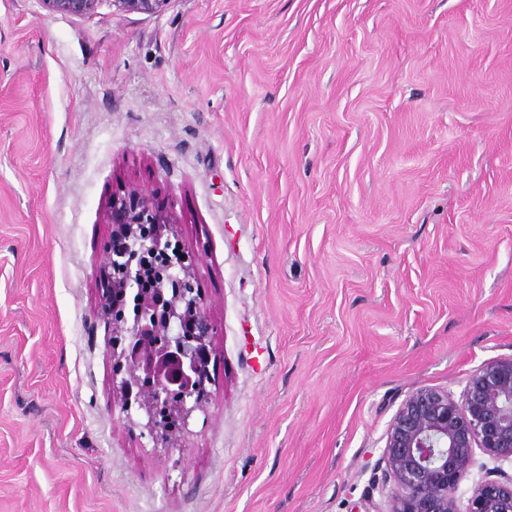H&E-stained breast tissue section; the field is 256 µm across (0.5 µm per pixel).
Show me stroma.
I'll list each match as a JSON object with an SVG mask.
<instances>
[{"instance_id":"stroma-1","label":"stroma","mask_w":512,"mask_h":512,"mask_svg":"<svg viewBox=\"0 0 512 512\" xmlns=\"http://www.w3.org/2000/svg\"><path fill=\"white\" fill-rule=\"evenodd\" d=\"M214 327L179 440L112 387L114 193ZM512 357V0H0V512H374L400 404ZM44 9L53 13L84 16L93 13L100 0H40ZM168 0H113L125 12L156 14L163 10Z\"/></svg>"}]
</instances>
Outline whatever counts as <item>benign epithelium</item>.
Instances as JSON below:
<instances>
[{
  "instance_id": "1",
  "label": "benign epithelium",
  "mask_w": 512,
  "mask_h": 512,
  "mask_svg": "<svg viewBox=\"0 0 512 512\" xmlns=\"http://www.w3.org/2000/svg\"><path fill=\"white\" fill-rule=\"evenodd\" d=\"M53 13L84 16L100 0H41ZM168 0H113L125 12L156 14ZM109 288L100 316L112 333L113 387L127 418L142 411L155 439L171 443L209 391L213 327L195 286L194 259L148 191L112 196ZM512 463V358L473 373L463 398L422 387L400 405L385 436L386 512H512V482L487 478L458 507L475 449Z\"/></svg>"
}]
</instances>
